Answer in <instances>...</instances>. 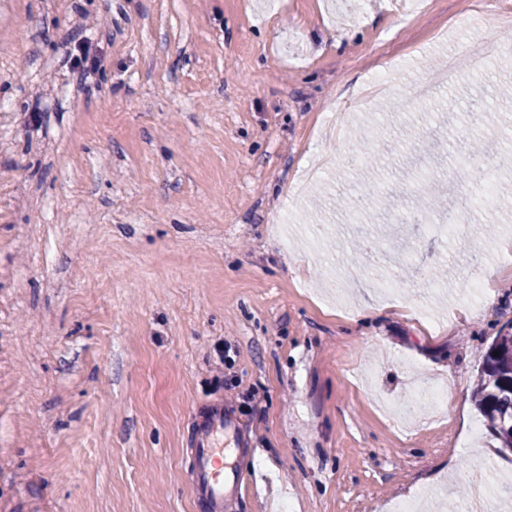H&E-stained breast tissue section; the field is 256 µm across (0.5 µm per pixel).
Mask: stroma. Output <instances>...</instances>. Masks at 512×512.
<instances>
[{"instance_id": "obj_1", "label": "stroma", "mask_w": 512, "mask_h": 512, "mask_svg": "<svg viewBox=\"0 0 512 512\" xmlns=\"http://www.w3.org/2000/svg\"><path fill=\"white\" fill-rule=\"evenodd\" d=\"M328 3L0 0V512H194L190 415L215 399L252 446L238 512H467L481 476L512 512L472 398L512 324V94L460 116L512 91V0ZM476 45L429 100L366 94ZM425 383L462 399L396 419Z\"/></svg>"}]
</instances>
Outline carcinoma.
<instances>
[{"label": "carcinoma", "instance_id": "obj_1", "mask_svg": "<svg viewBox=\"0 0 512 512\" xmlns=\"http://www.w3.org/2000/svg\"><path fill=\"white\" fill-rule=\"evenodd\" d=\"M473 396L486 429L512 450V326L496 336L485 350Z\"/></svg>", "mask_w": 512, "mask_h": 512}]
</instances>
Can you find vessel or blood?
Here are the masks:
<instances>
[{
	"label": "vessel or blood",
	"mask_w": 512,
	"mask_h": 512,
	"mask_svg": "<svg viewBox=\"0 0 512 512\" xmlns=\"http://www.w3.org/2000/svg\"><path fill=\"white\" fill-rule=\"evenodd\" d=\"M189 446L195 512H228L241 493L238 457L248 446L239 418L220 401L195 411Z\"/></svg>",
	"instance_id": "b4317fda"
}]
</instances>
